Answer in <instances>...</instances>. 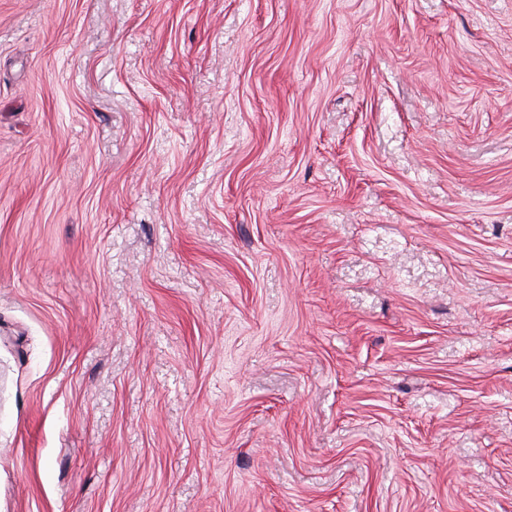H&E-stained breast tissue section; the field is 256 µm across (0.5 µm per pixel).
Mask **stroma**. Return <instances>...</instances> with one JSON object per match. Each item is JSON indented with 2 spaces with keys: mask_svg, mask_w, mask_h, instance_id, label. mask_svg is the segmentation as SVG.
<instances>
[{
  "mask_svg": "<svg viewBox=\"0 0 512 512\" xmlns=\"http://www.w3.org/2000/svg\"><path fill=\"white\" fill-rule=\"evenodd\" d=\"M0 512H512V0H0Z\"/></svg>",
  "mask_w": 512,
  "mask_h": 512,
  "instance_id": "stroma-1",
  "label": "stroma"
}]
</instances>
